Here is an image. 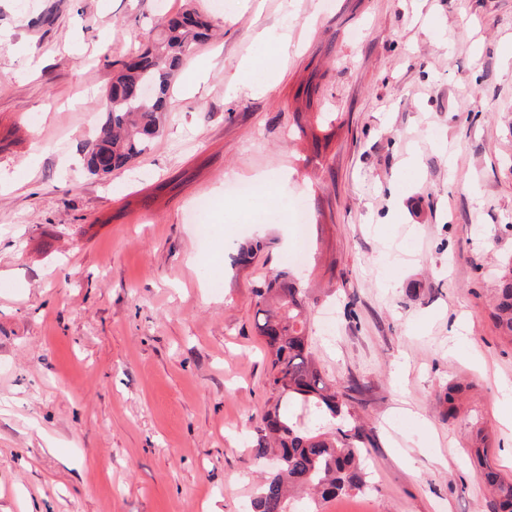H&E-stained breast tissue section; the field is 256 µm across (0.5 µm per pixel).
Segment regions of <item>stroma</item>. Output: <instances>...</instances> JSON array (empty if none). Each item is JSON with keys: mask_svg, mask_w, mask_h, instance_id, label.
Returning a JSON list of instances; mask_svg holds the SVG:
<instances>
[{"mask_svg": "<svg viewBox=\"0 0 512 512\" xmlns=\"http://www.w3.org/2000/svg\"><path fill=\"white\" fill-rule=\"evenodd\" d=\"M186 9L215 36L163 135L90 175L98 96ZM249 58L263 88L229 89ZM236 179L305 199V262L295 225L225 194ZM508 257L512 0H0V512H253L271 392L252 290L292 267L315 357L362 385L375 436L368 488L319 512H488L469 452L485 432L512 479V338L491 318Z\"/></svg>", "mask_w": 512, "mask_h": 512, "instance_id": "1", "label": "stroma"}]
</instances>
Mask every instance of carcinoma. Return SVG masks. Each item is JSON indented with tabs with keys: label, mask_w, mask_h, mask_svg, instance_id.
Segmentation results:
<instances>
[{
	"label": "carcinoma",
	"mask_w": 512,
	"mask_h": 512,
	"mask_svg": "<svg viewBox=\"0 0 512 512\" xmlns=\"http://www.w3.org/2000/svg\"><path fill=\"white\" fill-rule=\"evenodd\" d=\"M209 26L196 13L169 18L161 38L139 49L133 64L114 78L102 99L106 121L85 155L92 175L113 174L143 154L161 136L171 80ZM267 242L239 246L234 263L249 264ZM256 328L271 365L268 383L276 394L258 428L255 457L276 458L267 468L254 499V512H293L294 498L309 493L323 500L366 487L363 462L374 437L351 422L347 410L354 382L340 390L318 368L312 352L307 304L295 275L282 270L253 289ZM495 327L512 338V261L504 265L492 313ZM481 479L491 492L490 512H512V479L494 471L485 447L473 449Z\"/></svg>",
	"instance_id": "carcinoma-1"
}]
</instances>
